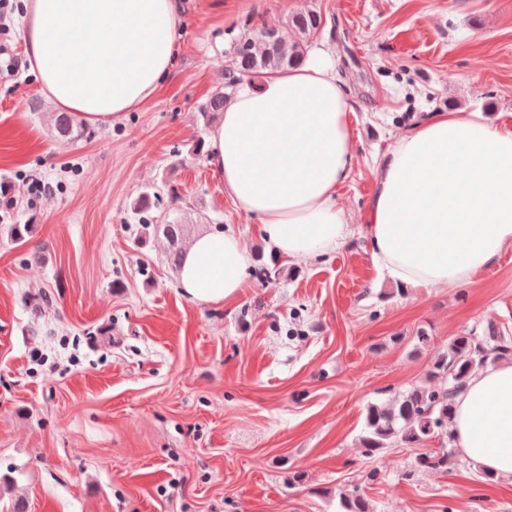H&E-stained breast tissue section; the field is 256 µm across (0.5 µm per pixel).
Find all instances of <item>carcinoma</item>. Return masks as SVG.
<instances>
[{"mask_svg":"<svg viewBox=\"0 0 512 512\" xmlns=\"http://www.w3.org/2000/svg\"><path fill=\"white\" fill-rule=\"evenodd\" d=\"M322 24L323 18L315 10L289 15L287 28L292 31L290 35L264 22L247 24L232 44L236 69L228 73L224 85L199 106L197 119L206 127L211 125L224 112L228 90L241 81L298 66ZM55 130L65 139L83 134L67 112L58 115ZM165 191L163 196L158 190L145 189L136 198L132 210L138 216L144 236L163 233L171 246L174 261L179 263L184 225L176 220L156 224L152 215L164 205L170 213L180 210L183 197L177 188L167 184ZM501 360H512V336L494 323L486 325L480 336L469 332L454 337L448 343L447 351L431 364L425 381L410 387L392 404L368 405L365 428L359 439L365 455L373 457L386 448L399 446L420 448L438 438L441 447L419 454L415 468L405 473V479H413L422 468L448 471V446L454 443L450 425L455 415L456 396L474 371ZM436 379L442 380L443 384L434 385ZM339 505L341 512H372L369 500L356 488L339 493Z\"/></svg>","mask_w":512,"mask_h":512,"instance_id":"1","label":"carcinoma"}]
</instances>
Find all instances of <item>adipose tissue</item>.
<instances>
[{
	"instance_id": "1",
	"label": "adipose tissue",
	"mask_w": 512,
	"mask_h": 512,
	"mask_svg": "<svg viewBox=\"0 0 512 512\" xmlns=\"http://www.w3.org/2000/svg\"><path fill=\"white\" fill-rule=\"evenodd\" d=\"M180 25L177 0H29L25 59L58 107L110 126L169 78ZM351 115L323 52L260 86L242 84L211 128L208 159L225 196L260 220L278 254L322 256L351 236L336 204L356 159ZM366 231L374 261L413 288L491 266L512 244V130L474 113L425 116L378 164ZM250 269L245 240L215 229L189 241L178 282L190 299L220 303L239 294ZM451 429L469 461L512 479V361L472 373Z\"/></svg>"
}]
</instances>
